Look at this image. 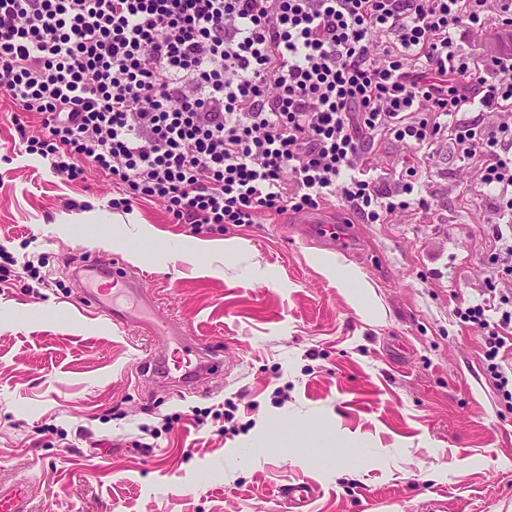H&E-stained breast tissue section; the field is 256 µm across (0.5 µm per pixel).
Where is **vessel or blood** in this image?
<instances>
[{"label":"vessel or blood","instance_id":"b4317fda","mask_svg":"<svg viewBox=\"0 0 512 512\" xmlns=\"http://www.w3.org/2000/svg\"><path fill=\"white\" fill-rule=\"evenodd\" d=\"M292 223L312 225L314 233L329 242L344 240V218L336 211L306 208L293 213ZM75 277L86 280L88 287L78 300V307L92 308L98 317L115 325L145 330L157 343L149 357L153 361L165 359L169 336L179 331L174 320L154 311L156 294L146 281L129 275L120 255H113L109 267H101L97 260H89L74 272ZM33 484L20 478L11 482L0 481V512H31ZM314 489L308 482L288 484L281 491V500L288 512H305L313 500Z\"/></svg>","mask_w":512,"mask_h":512}]
</instances>
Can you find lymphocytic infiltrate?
Masks as SVG:
<instances>
[{"mask_svg":"<svg viewBox=\"0 0 512 512\" xmlns=\"http://www.w3.org/2000/svg\"><path fill=\"white\" fill-rule=\"evenodd\" d=\"M492 16L512 26V0H0V95L41 115L22 144L53 173L92 166L113 209L161 201L197 232L334 201L391 223L420 175L382 192L376 137L425 158L451 129L511 225L512 126L461 123L512 100V59L478 65L456 40ZM458 316L512 407V299Z\"/></svg>","mask_w":512,"mask_h":512,"instance_id":"f902f5d3","label":"lymphocytic infiltrate"}]
</instances>
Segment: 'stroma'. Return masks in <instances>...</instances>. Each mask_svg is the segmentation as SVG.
<instances>
[{
  "label": "stroma",
  "instance_id": "1",
  "mask_svg": "<svg viewBox=\"0 0 512 512\" xmlns=\"http://www.w3.org/2000/svg\"><path fill=\"white\" fill-rule=\"evenodd\" d=\"M15 116L0 96V249L56 276L0 280V479L35 478L32 512H277L298 479L310 512H512V410L483 329L455 315L486 293L496 248L482 157L443 138L426 206L354 218L331 248L283 215L196 234L142 200L116 223L110 182L16 149ZM412 162L376 138L382 190ZM110 253L222 348L218 377H142L148 337L77 309L74 269Z\"/></svg>",
  "mask_w": 512,
  "mask_h": 512
}]
</instances>
